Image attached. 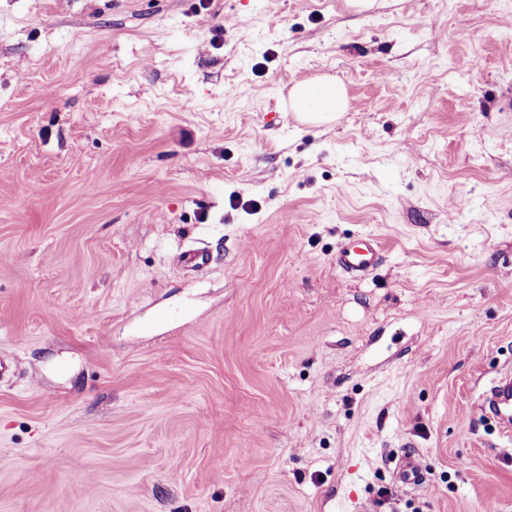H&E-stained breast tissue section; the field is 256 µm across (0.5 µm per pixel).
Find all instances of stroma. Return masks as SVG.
<instances>
[{"mask_svg":"<svg viewBox=\"0 0 512 512\" xmlns=\"http://www.w3.org/2000/svg\"><path fill=\"white\" fill-rule=\"evenodd\" d=\"M0 361V512H512V0H0ZM289 99L298 118L315 126L333 124L347 107L346 89L333 78L299 82L290 90ZM377 237L365 234L341 243L336 251V268L349 278H364L373 268L380 255ZM481 408L500 424L504 434L512 432V374L493 381L482 394ZM396 476L404 484L420 485L423 482L422 468L413 455H404L396 464Z\"/></svg>","mask_w":512,"mask_h":512,"instance_id":"35a3bbf8","label":"stroma"}]
</instances>
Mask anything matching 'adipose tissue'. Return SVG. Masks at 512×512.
<instances>
[{
	"label": "adipose tissue",
	"instance_id": "1",
	"mask_svg": "<svg viewBox=\"0 0 512 512\" xmlns=\"http://www.w3.org/2000/svg\"><path fill=\"white\" fill-rule=\"evenodd\" d=\"M289 99L298 118L315 126L333 124L347 107L345 87L332 78L297 83Z\"/></svg>",
	"mask_w": 512,
	"mask_h": 512
}]
</instances>
